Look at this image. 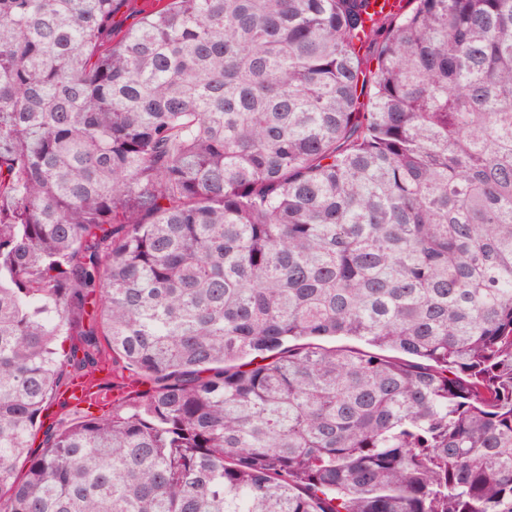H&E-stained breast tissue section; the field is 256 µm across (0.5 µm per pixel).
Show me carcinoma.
<instances>
[{
	"label": "carcinoma",
	"mask_w": 512,
	"mask_h": 512,
	"mask_svg": "<svg viewBox=\"0 0 512 512\" xmlns=\"http://www.w3.org/2000/svg\"><path fill=\"white\" fill-rule=\"evenodd\" d=\"M125 2L0 0V512H512V0ZM148 0H130L126 2L125 7L115 17L114 25L122 30H126L135 24L140 18L142 9H149ZM98 379L104 380L108 383L107 390L101 395V407L104 413H112V400L117 394V389L122 386H126L127 383L131 382L129 372L124 371L123 374L119 373H108L103 371L96 374ZM125 384V385H124ZM113 385V386H112Z\"/></svg>",
	"instance_id": "cac0c4a2"
}]
</instances>
